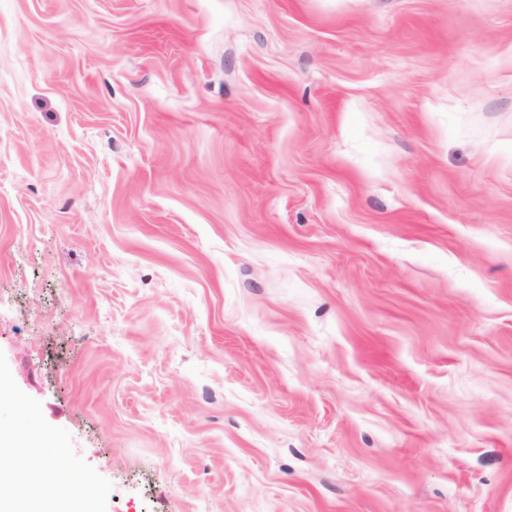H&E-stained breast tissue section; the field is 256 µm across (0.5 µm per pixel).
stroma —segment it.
Here are the masks:
<instances>
[{"label":"stroma","mask_w":512,"mask_h":512,"mask_svg":"<svg viewBox=\"0 0 512 512\" xmlns=\"http://www.w3.org/2000/svg\"><path fill=\"white\" fill-rule=\"evenodd\" d=\"M0 376L96 512H512V0H0Z\"/></svg>","instance_id":"1"}]
</instances>
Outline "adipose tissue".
Wrapping results in <instances>:
<instances>
[{
    "label": "adipose tissue",
    "instance_id": "adipose-tissue-1",
    "mask_svg": "<svg viewBox=\"0 0 512 512\" xmlns=\"http://www.w3.org/2000/svg\"><path fill=\"white\" fill-rule=\"evenodd\" d=\"M13 410L10 424L0 425V459L24 458L32 469L26 482L31 494L14 495L16 481L0 478V512H93L95 491L72 468L64 448L50 447L48 437L29 422L28 409L6 382L0 381V408Z\"/></svg>",
    "mask_w": 512,
    "mask_h": 512
}]
</instances>
